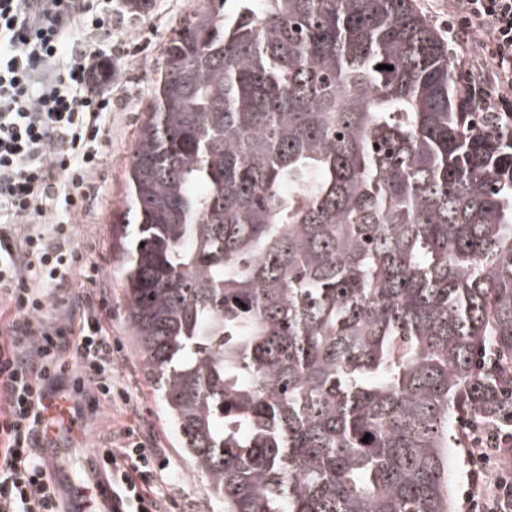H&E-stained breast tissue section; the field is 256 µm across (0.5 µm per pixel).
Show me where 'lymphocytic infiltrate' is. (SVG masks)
Masks as SVG:
<instances>
[{"mask_svg":"<svg viewBox=\"0 0 512 512\" xmlns=\"http://www.w3.org/2000/svg\"><path fill=\"white\" fill-rule=\"evenodd\" d=\"M95 0H0V305L11 314L0 338V512H70L40 437L45 399L67 394L75 418L130 411L118 375L123 351L103 325L107 302L97 269L77 245V223L98 189L101 141L109 129L115 62L132 50L120 36L93 51L89 29L111 32L120 9ZM449 39L483 40L498 93L473 81L486 112H512V0H457ZM500 445L475 441L468 453L466 512H506L512 474L495 469ZM112 489V512H180L163 491L164 466L141 420H127L97 449Z\"/></svg>","mask_w":512,"mask_h":512,"instance_id":"lymphocytic-infiltrate-1","label":"lymphocytic infiltrate"}]
</instances>
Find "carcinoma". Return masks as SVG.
I'll return each mask as SVG.
<instances>
[{
    "mask_svg": "<svg viewBox=\"0 0 512 512\" xmlns=\"http://www.w3.org/2000/svg\"><path fill=\"white\" fill-rule=\"evenodd\" d=\"M119 223L127 318L224 512H454L456 427L512 430V112L475 111L413 0L193 10Z\"/></svg>",
    "mask_w": 512,
    "mask_h": 512,
    "instance_id": "carcinoma-1",
    "label": "carcinoma"
}]
</instances>
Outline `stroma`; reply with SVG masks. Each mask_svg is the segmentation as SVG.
<instances>
[{
    "instance_id": "obj_1",
    "label": "stroma",
    "mask_w": 512,
    "mask_h": 512,
    "mask_svg": "<svg viewBox=\"0 0 512 512\" xmlns=\"http://www.w3.org/2000/svg\"><path fill=\"white\" fill-rule=\"evenodd\" d=\"M202 0H150L144 14L123 12L121 25L140 48L120 63V77L112 84V120L102 145V165L96 174L99 194L90 211L79 221L78 241L102 274L106 290L105 326L112 337L121 340L124 350L119 370L139 401L145 429L169 461L176 478L166 486L168 497L181 501L183 512H222L221 504L209 490L206 479L189 464L176 432L158 401L148 377L144 358L127 318L119 259L112 252L114 218L122 211L124 174L132 152L137 126L151 99L156 67L168 39L181 21L201 5ZM123 412L109 410L96 421L83 423L72 435L66 464L72 479H80L89 467L90 454L98 447L106 426L125 421Z\"/></svg>"
}]
</instances>
